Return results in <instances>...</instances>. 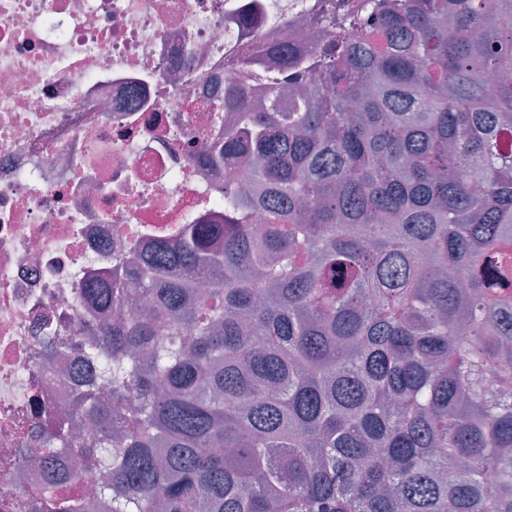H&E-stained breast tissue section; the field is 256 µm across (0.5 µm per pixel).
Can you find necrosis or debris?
<instances>
[{
	"label": "necrosis or debris",
	"mask_w": 512,
	"mask_h": 512,
	"mask_svg": "<svg viewBox=\"0 0 512 512\" xmlns=\"http://www.w3.org/2000/svg\"><path fill=\"white\" fill-rule=\"evenodd\" d=\"M312 0H265L319 45ZM252 0H0V512H30L44 449L80 373L89 271L148 240L224 221L204 149L253 35Z\"/></svg>",
	"instance_id": "obj_1"
}]
</instances>
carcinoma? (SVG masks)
<instances>
[{"label": "carcinoma", "mask_w": 512, "mask_h": 512, "mask_svg": "<svg viewBox=\"0 0 512 512\" xmlns=\"http://www.w3.org/2000/svg\"><path fill=\"white\" fill-rule=\"evenodd\" d=\"M362 9L318 0L313 49L239 14L266 103L227 87L211 155L244 186L80 290L107 376L32 512H93L59 491L74 456L111 512H512V282L474 275L512 269V0Z\"/></svg>", "instance_id": "obj_1"}]
</instances>
